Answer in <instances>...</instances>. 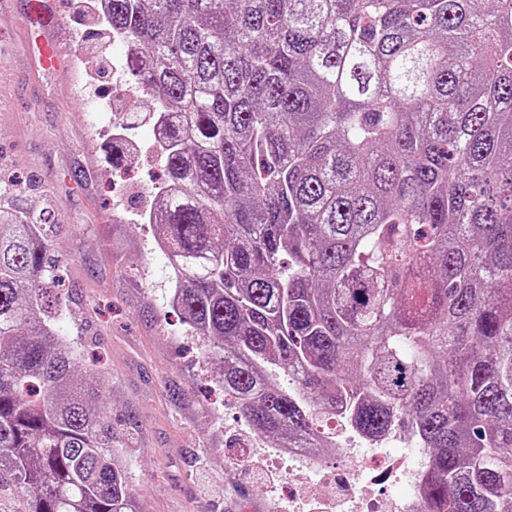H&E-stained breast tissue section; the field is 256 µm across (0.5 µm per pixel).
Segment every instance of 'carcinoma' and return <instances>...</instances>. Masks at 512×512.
<instances>
[{"label":"carcinoma","mask_w":512,"mask_h":512,"mask_svg":"<svg viewBox=\"0 0 512 512\" xmlns=\"http://www.w3.org/2000/svg\"><path fill=\"white\" fill-rule=\"evenodd\" d=\"M162 129L170 306L274 446L430 455L424 512H512V0H106ZM126 138L112 135L120 168ZM41 213L0 209V512H146L59 336Z\"/></svg>","instance_id":"obj_1"}]
</instances>
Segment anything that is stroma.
Instances as JSON below:
<instances>
[{
	"label": "stroma",
	"instance_id": "35a3bbf8",
	"mask_svg": "<svg viewBox=\"0 0 512 512\" xmlns=\"http://www.w3.org/2000/svg\"><path fill=\"white\" fill-rule=\"evenodd\" d=\"M29 0H0V207L47 213L52 253L72 293L60 326L100 381L133 491L148 512H284L288 463L256 490L243 473L237 406L215 384L204 344L168 305L170 270L149 225L135 217L162 167L151 124L131 135L140 151L122 170L105 160L112 123L85 103L87 82L112 95V61L73 0L51 36L67 59L45 70L26 28Z\"/></svg>",
	"mask_w": 512,
	"mask_h": 512
}]
</instances>
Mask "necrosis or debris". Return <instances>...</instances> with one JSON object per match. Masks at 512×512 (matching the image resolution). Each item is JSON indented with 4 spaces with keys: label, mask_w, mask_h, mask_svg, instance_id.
<instances>
[{
    "label": "necrosis or debris",
    "mask_w": 512,
    "mask_h": 512,
    "mask_svg": "<svg viewBox=\"0 0 512 512\" xmlns=\"http://www.w3.org/2000/svg\"><path fill=\"white\" fill-rule=\"evenodd\" d=\"M335 463L318 448H271V459L288 461V512H304L315 498L333 496L336 512H423L422 490L429 458L401 435L369 442L368 456H358L355 441L338 419L328 421ZM402 484L403 494L387 495L388 486Z\"/></svg>",
    "instance_id": "4bbe7bcc"
}]
</instances>
